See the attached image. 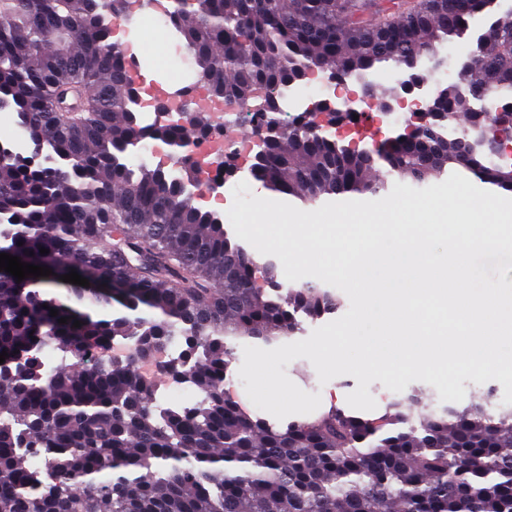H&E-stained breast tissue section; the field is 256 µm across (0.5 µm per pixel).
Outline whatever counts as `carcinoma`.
I'll use <instances>...</instances> for the list:
<instances>
[{
  "label": "carcinoma",
  "instance_id": "carcinoma-1",
  "mask_svg": "<svg viewBox=\"0 0 512 512\" xmlns=\"http://www.w3.org/2000/svg\"><path fill=\"white\" fill-rule=\"evenodd\" d=\"M167 18L214 96L245 104L265 93L258 130L283 113L288 89L318 70L355 78L392 65L409 91L420 62L462 36L496 0H172ZM126 0H0V99L41 151L0 155V213L13 220L8 253L57 264L112 294L60 299L0 270V512H512V410L474 393L457 410L414 412L394 399L380 419L332 409L276 425L227 391L240 341L270 344L339 308L318 281H284L196 206L161 167L126 162L132 137L176 142L207 128L144 122L126 55L110 41ZM458 81L429 99L425 119L379 149L347 150L314 128L324 103L288 121L250 166L272 192L304 203L377 196L378 167L422 184L450 169L512 190V166L470 148L494 136L492 97H512V17L496 19ZM84 88L81 124L59 111L60 92ZM49 250L40 254V248ZM123 310L97 315L85 302ZM57 315H50V310ZM65 317L61 324L58 319ZM81 321L80 327L73 326ZM117 336L123 361L105 356ZM181 350L163 368L197 389L187 406L162 407L136 363L169 337ZM83 353L88 366L47 368L32 351Z\"/></svg>",
  "mask_w": 512,
  "mask_h": 512
}]
</instances>
